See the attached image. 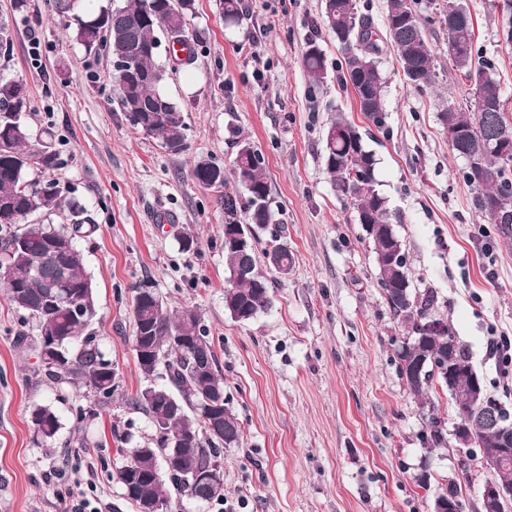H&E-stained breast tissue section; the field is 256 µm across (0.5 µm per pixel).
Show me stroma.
<instances>
[{"label":"stroma","instance_id":"35a3bbf8","mask_svg":"<svg viewBox=\"0 0 512 512\" xmlns=\"http://www.w3.org/2000/svg\"><path fill=\"white\" fill-rule=\"evenodd\" d=\"M461 2L512 120V44L499 37L507 21L501 0ZM243 3L239 25L228 28L220 0H195L194 60L158 53L164 89L186 123L184 147L174 152L128 123L107 52L86 51L73 20L53 15L49 0H29L25 12L0 0L10 40L0 50V77L25 86L28 124L61 160L53 176L94 226L76 247L96 286L95 333L119 376L104 407L54 387L38 370L33 320L0 287V512H66L77 484L87 486L97 512H135L109 474L123 463L115 430L141 444L154 437L146 413L129 403L148 383L133 350L132 301L142 286L168 308L198 311L243 429L240 445L224 452L223 500L175 497L170 512H433L451 482L466 512H482L491 473L457 443L455 403L444 389H433L430 400L447 445L431 452L421 441L427 410L394 363L405 331L384 302L365 234L320 157L331 117L359 127L378 159L379 189L398 216L413 288L437 293L438 315L488 391L512 410V358L490 349L512 342V237L475 209L477 191L438 119L443 104L470 106L474 92L448 55V27L434 0H421L431 85L408 83L395 52L383 50L379 127L336 79L341 53L320 22L321 0ZM312 40L325 55L315 92L301 66ZM244 141L265 158L295 266L288 277L272 275L269 309L238 323L224 310V209L192 169L200 160L231 168ZM185 236L194 240L188 252ZM36 403L53 405L60 417L54 442L34 433ZM79 406L96 413L77 421ZM423 472L424 485L417 481Z\"/></svg>","mask_w":512,"mask_h":512}]
</instances>
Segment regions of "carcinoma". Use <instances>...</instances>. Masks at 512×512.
<instances>
[{"label":"carcinoma","instance_id":"obj_1","mask_svg":"<svg viewBox=\"0 0 512 512\" xmlns=\"http://www.w3.org/2000/svg\"><path fill=\"white\" fill-rule=\"evenodd\" d=\"M332 2L336 12L330 18L327 0H322L321 22L342 51L339 79L352 89L359 111L380 126L384 121L385 80L377 59L380 48L374 38L376 32L369 17L358 10L356 0ZM221 4L225 24L237 25L243 15V0H221ZM53 9L64 17L75 16L76 38L87 51L104 46L112 61H130L132 74L115 70L122 112L142 113L143 123L136 129L161 139L169 149H182L184 119L180 107L163 90L166 71L156 64V32L162 30L172 44L180 45L187 57H192L188 15L193 10V0H123L114 8L84 17L75 14L77 0H54ZM386 10L385 42L396 52L406 79L413 85L430 84L432 54L416 0H387ZM474 38L473 21L466 11L456 27L448 31V43L457 50L452 61L466 77H475L474 99L485 101L492 109L479 112L448 105L442 108L439 119L443 125L451 121L467 132L465 146L470 160L465 163L464 178L478 191L476 208L509 237L512 216L500 218L496 203L504 190L512 191V164L488 149L484 133L497 128L512 134V124L493 77V66L475 51ZM302 67L312 90H317L324 79L325 57L313 40L302 54ZM29 109L30 98L23 84L0 77V207L11 212V222L0 223V255L9 266V277L0 282L13 305L35 320L37 337L51 332L58 342L54 354L38 350L46 378L57 385L83 389L103 406L112 401L119 382L111 360L91 329L96 317L95 287L75 244L82 223L66 227L29 221L34 214L52 212L65 204L76 215L83 212V207L67 199L66 188L51 177L60 165L57 153L46 145L39 148L32 144L25 121ZM320 155L336 192L350 203L372 245L384 301L410 336L408 344L395 350L397 370L448 353L450 341L459 357L470 359L448 324L436 317L437 294L411 287L405 244L395 231L388 199L378 189L376 156L367 149L359 128L336 115L322 134ZM32 172L42 174V178H29ZM233 176L243 193L228 188L224 167L218 164L203 160L193 169L196 181L219 193L224 206V262L229 274L224 309L233 320L246 323L272 304V281L257 268L259 231L272 224L277 226L274 244L263 252L277 274L286 277L291 273L295 255L284 240L285 228L280 226L271 206L264 157L246 141L239 146ZM44 183L53 187L52 194L41 195ZM236 225L251 233L253 246L242 249L229 240ZM36 262L38 281L30 276ZM68 290L86 299V317L78 318L61 309L62 293ZM133 317L138 368L147 377L163 371L165 382L141 390L130 398L131 404L144 410L154 431L166 433L177 441V447L170 448L158 439L150 446L131 447L125 453L126 462L116 470V480L136 512H142L146 504L169 512L168 491L156 474L158 457L167 456L188 473H203L213 458L240 445L242 430L228 398L224 399L220 422L210 420L209 402L224 394V378L219 373L209 331L198 312L189 307L170 312L154 290L142 287L133 299ZM429 318L441 326L440 333L415 337L417 322ZM174 336L198 337L203 345L195 351L186 350L173 344ZM199 360L208 365L204 375L197 370ZM405 384L428 407L432 431L422 437V442L431 451L446 447L444 420L434 413L427 392L436 386L444 388L455 401L456 411H468L472 408L470 379L460 375L450 382L440 366L428 364L419 376L405 379ZM31 422L43 441L56 439L60 422L51 406H35ZM472 431L478 442L490 444L497 439L496 426L488 417L476 419ZM177 489L192 502H211L222 497L224 481L199 487L179 485Z\"/></svg>","mask_w":512,"mask_h":512}]
</instances>
